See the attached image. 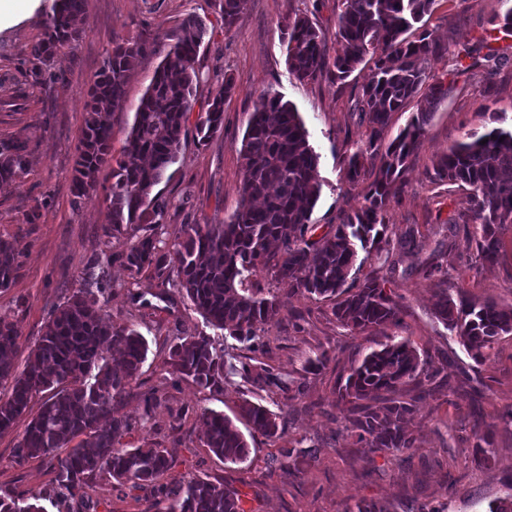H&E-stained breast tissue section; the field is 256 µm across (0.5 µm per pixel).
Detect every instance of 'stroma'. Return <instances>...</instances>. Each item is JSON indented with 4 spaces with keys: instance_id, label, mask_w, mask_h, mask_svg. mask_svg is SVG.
Masks as SVG:
<instances>
[{
    "instance_id": "1",
    "label": "stroma",
    "mask_w": 512,
    "mask_h": 512,
    "mask_svg": "<svg viewBox=\"0 0 512 512\" xmlns=\"http://www.w3.org/2000/svg\"><path fill=\"white\" fill-rule=\"evenodd\" d=\"M52 2L40 0L17 21L0 26V137L20 130L30 142L22 182L0 186V237L13 240L18 251L16 278L10 288L0 289V319L14 323L20 332L16 371L25 369L28 351L43 334L52 307L83 287L97 263L110 274L108 309L113 323L140 331L149 345L138 386L119 403L120 411L135 423L120 438V447L155 441L172 448L177 458L173 477L197 476L232 485L248 493L249 512H354L362 501L387 506L390 512H419L424 506L489 512L490 504L504 496V481L512 474V424L502 420L512 411V335L500 337L489 360L475 364L434 316L435 294L444 285L441 273L427 276L422 269L442 264L469 300L512 305V224L500 234L497 263L469 268L474 247L464 226L448 223L449 215L468 212L469 192L433 177L436 159L453 143L496 125L512 127V66L499 71L497 90L487 98L478 91L481 69L455 76L452 91L436 108L410 160L400 196L388 208L390 233L414 230L422 244L418 251L401 254L388 283L403 306L400 326L384 333L352 332L337 325L330 302L281 293L280 319L266 328L273 348L270 365L296 377L308 360L326 352L330 361L325 369L306 376L305 394L291 400L237 376L225 382L223 394L212 396L192 382L174 388L163 378L174 336L205 330L206 324L165 277L150 268L133 274L113 261L125 241L105 230L108 202L103 188L112 182L110 168L101 170L99 189L82 200L71 193L88 90L112 49L111 40L148 33L167 47L179 36L183 20L194 16L207 28L195 86L198 106L214 97L225 74L235 80V90L224 102L223 130L202 145L186 136L177 163L156 187L169 202L157 233L167 243L182 225L221 224L238 209L241 141L260 95L270 88L295 106L319 157L321 191L311 224L322 234L359 208L368 184L349 185L344 160L367 132L353 104L369 67L360 65L346 82L337 84L300 81L289 72L279 24L304 11L306 0H248L229 28L222 25L224 0H85L81 40L50 63L56 77L52 88L31 89L22 106H15V92L25 81L21 61L39 39ZM511 9L512 0H438L427 26L446 50L431 59L430 72L451 71L455 53L485 36L492 19ZM162 58L159 52L145 55L130 76L124 106L111 116L113 156L121 155L136 108ZM31 212L37 220L29 224L25 217ZM385 334L408 339L438 375L414 392L418 412L408 424L416 438L414 448L376 454L370 464L355 447L349 423L336 406V381L339 372L348 369L355 346L373 349ZM154 390L163 400L155 411V425L140 426L144 396ZM246 399L279 413L286 429L272 439L254 434L248 460L226 464L202 446L195 412H224L245 432L249 424L240 406ZM479 415L497 425L495 462L488 468L477 467L472 456L473 424ZM28 422V417H20L12 430L0 434V492L42 495L51 489L47 461L15 462L14 448ZM302 438L312 446L314 459L303 474L293 477L286 472L284 451ZM86 495L88 512H159L150 493L121 492L106 480L92 482Z\"/></svg>"
}]
</instances>
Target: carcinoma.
<instances>
[{
    "label": "carcinoma",
    "mask_w": 512,
    "mask_h": 512,
    "mask_svg": "<svg viewBox=\"0 0 512 512\" xmlns=\"http://www.w3.org/2000/svg\"><path fill=\"white\" fill-rule=\"evenodd\" d=\"M335 55L322 38L312 16L323 0H313L312 9L286 19L282 25L287 64L300 81L327 78L344 81L367 61L369 78L358 87L354 111L367 122L365 139L354 143L346 159L345 178L356 184L366 172L374 179L363 205L347 215L334 231L314 238L310 215L321 191L318 156L294 106L271 89L260 96L252 121L243 137L241 202L224 224H187L175 232L171 247L157 246L156 234L169 202L153 193L167 169L178 158L194 111V85L199 50L206 34L202 21L189 17L181 35L169 46L152 83L135 112L127 145L119 158L110 153L111 115L124 106L125 85L139 60L152 51L148 38L114 41L90 90L88 117L79 154L71 172L74 201L97 188L101 168L112 165V184L106 231L123 236L126 248L115 255L131 272L152 268L158 274L174 275L172 286L203 316L207 325L244 344L248 354L215 337L198 332L176 336L166 361V380L172 385L191 381L219 394L229 375H239L272 393L290 398L300 393L304 379H290L265 362L272 350L264 327L281 312L279 293L247 288L251 276L264 272L288 293L315 295L333 302L331 315L352 331L385 329L401 322L402 305L385 277L358 280L366 262L361 252L371 246L385 253L383 264L395 269L394 255L420 247L414 231L396 240L382 241L388 206L399 192L409 159L419 148L425 128L437 105L448 97L447 75L428 70L431 58L440 52L433 33L421 25L438 0H338ZM83 0H54L44 19L41 37L30 46L24 63L29 85L44 87L52 78L47 63L58 53L73 48L82 37L75 24ZM247 0H224V27H231ZM484 43L464 48L456 55L463 72L486 61L489 82L482 94L493 88L491 79L509 63L493 53H482ZM471 63L463 65L464 59ZM234 90L232 76H224L217 95L199 113L195 136L200 143L223 129L224 98ZM422 95L423 105L406 128L392 141H385L389 115ZM29 142L18 133L0 138V185L20 183L27 171ZM433 178L470 187L471 207L465 217L451 215L448 223L474 225L467 231L475 243L474 264L497 262L500 231L512 224V129L494 128L470 140L448 147L433 166ZM17 249L0 239V289L8 288L16 275ZM94 287L79 288L57 304L45 332L28 352L27 365L14 375L18 350L17 327L0 320V379H12L10 395L0 398V434L11 430L28 413L34 395L47 398L31 416L15 448L16 461L44 457L54 470L48 495L28 499L0 494V512H47V499L57 512H77L74 504L85 498V488L100 478L118 489L148 490L169 502L167 512H247L245 494L209 479L155 481L175 465L171 451L160 443L135 448L116 447L118 438L132 430V423L117 408L130 385L139 378L148 354V342L140 332L112 324L105 292L107 271L94 278ZM435 317L450 334L460 339L476 363L489 357L493 345L512 335V306L494 301L481 304L456 301L441 288ZM122 352L120 370L106 356V347ZM438 370L420 359L406 340L387 341L366 354L355 352L349 373L340 384L336 404L347 406L355 444L363 457L374 462L381 451L415 447L407 421L416 411L415 400L403 391L420 378L432 380ZM241 411L251 430L268 438L280 431V416L268 407L245 400ZM201 443L216 457L230 464L249 458L244 434L224 413L203 409ZM476 465L489 468L495 461L491 426L474 424L472 433ZM70 452L55 458L57 448ZM288 474L304 472L312 460L311 450H286Z\"/></svg>",
    "instance_id": "cac0c4a2"
}]
</instances>
